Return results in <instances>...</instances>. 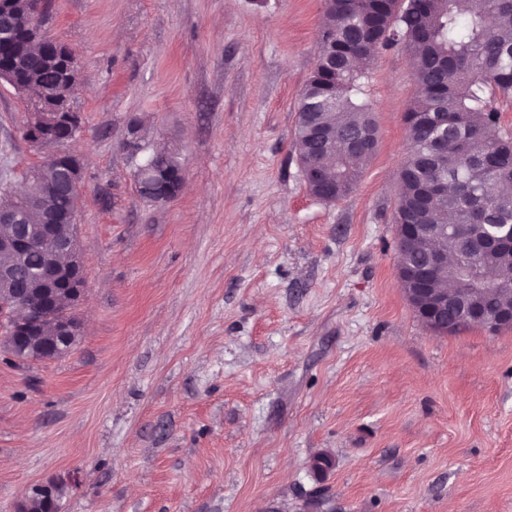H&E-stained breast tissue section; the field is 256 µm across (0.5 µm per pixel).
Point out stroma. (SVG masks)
I'll return each instance as SVG.
<instances>
[{"mask_svg": "<svg viewBox=\"0 0 512 512\" xmlns=\"http://www.w3.org/2000/svg\"><path fill=\"white\" fill-rule=\"evenodd\" d=\"M323 0H43L73 52L82 333L0 349V512H512V327L429 329L392 221L415 85L381 51L379 134L350 197L308 190L293 136ZM143 122L127 148L131 118ZM0 85V172L40 161ZM175 154L173 199L134 173ZM333 466L317 475L313 462ZM160 168L165 169L168 181V194L178 192V185L175 176L178 172L184 171L181 162L177 157L169 153H154L144 164L138 167L135 173V184L140 197L148 203H160L152 192L153 184L158 176Z\"/></svg>", "mask_w": 512, "mask_h": 512, "instance_id": "1", "label": "stroma"}]
</instances>
